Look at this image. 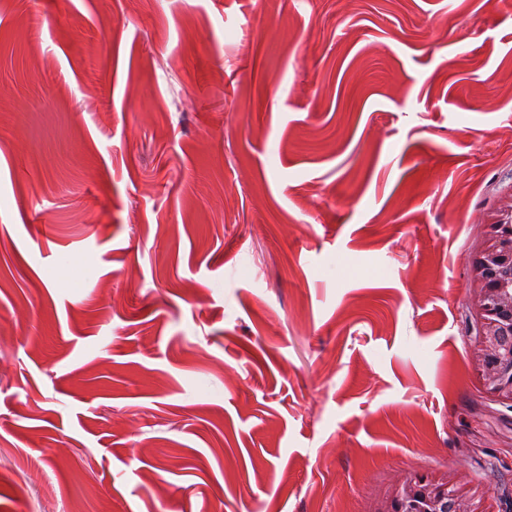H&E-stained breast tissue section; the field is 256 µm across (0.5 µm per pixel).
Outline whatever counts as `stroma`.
Here are the masks:
<instances>
[{
    "label": "stroma",
    "instance_id": "stroma-1",
    "mask_svg": "<svg viewBox=\"0 0 512 512\" xmlns=\"http://www.w3.org/2000/svg\"><path fill=\"white\" fill-rule=\"evenodd\" d=\"M511 212L500 0H0V512H512ZM489 227L472 266L479 317L475 361L486 393L512 409V212L510 221ZM386 512H479L466 493L448 481L424 477L397 488Z\"/></svg>",
    "mask_w": 512,
    "mask_h": 512
}]
</instances>
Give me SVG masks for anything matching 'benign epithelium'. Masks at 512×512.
I'll list each match as a JSON object with an SVG mask.
<instances>
[{
	"label": "benign epithelium",
	"instance_id": "7a95c632",
	"mask_svg": "<svg viewBox=\"0 0 512 512\" xmlns=\"http://www.w3.org/2000/svg\"><path fill=\"white\" fill-rule=\"evenodd\" d=\"M478 313L475 361L487 394L512 409V220L490 225L472 266ZM386 512H477L447 481L414 478L397 488Z\"/></svg>",
	"mask_w": 512,
	"mask_h": 512
}]
</instances>
